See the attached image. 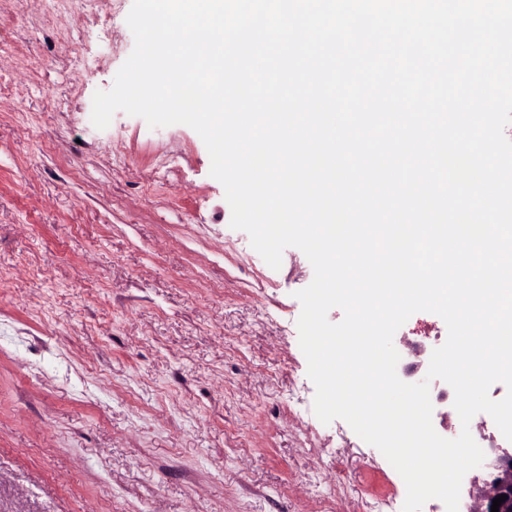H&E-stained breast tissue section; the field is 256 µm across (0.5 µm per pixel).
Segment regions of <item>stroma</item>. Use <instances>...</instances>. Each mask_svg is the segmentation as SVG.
<instances>
[{"label": "stroma", "instance_id": "stroma-1", "mask_svg": "<svg viewBox=\"0 0 512 512\" xmlns=\"http://www.w3.org/2000/svg\"><path fill=\"white\" fill-rule=\"evenodd\" d=\"M132 4L0 0V512H401L384 455L314 413L305 254L271 268L231 227L191 127L85 125ZM447 335L418 312L394 346Z\"/></svg>", "mask_w": 512, "mask_h": 512}]
</instances>
